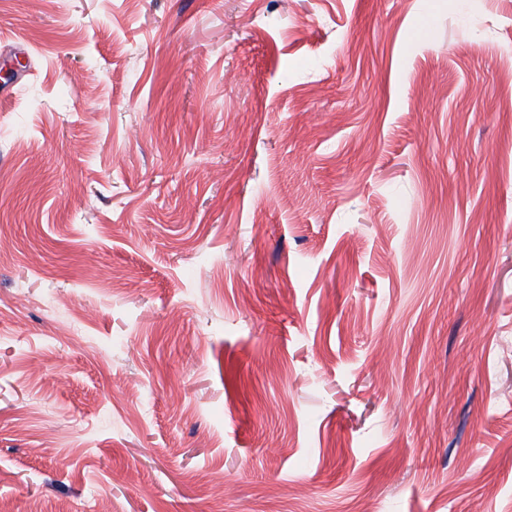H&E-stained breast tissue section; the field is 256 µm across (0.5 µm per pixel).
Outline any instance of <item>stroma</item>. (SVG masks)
<instances>
[{"instance_id": "35a3bbf8", "label": "stroma", "mask_w": 512, "mask_h": 512, "mask_svg": "<svg viewBox=\"0 0 512 512\" xmlns=\"http://www.w3.org/2000/svg\"><path fill=\"white\" fill-rule=\"evenodd\" d=\"M0 232V512H512V0H0Z\"/></svg>"}]
</instances>
